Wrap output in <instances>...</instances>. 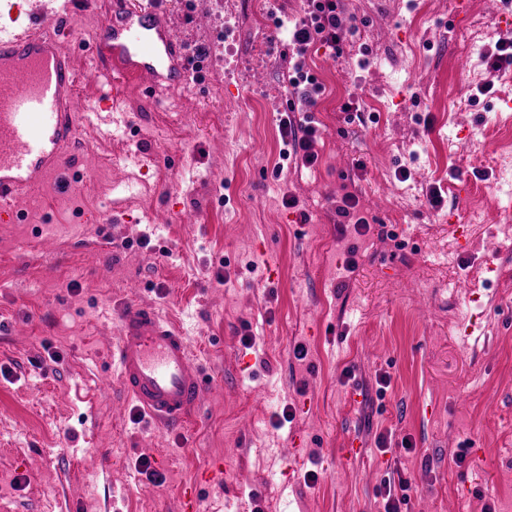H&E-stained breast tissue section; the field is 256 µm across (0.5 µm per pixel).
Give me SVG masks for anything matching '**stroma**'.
<instances>
[{
    "mask_svg": "<svg viewBox=\"0 0 512 512\" xmlns=\"http://www.w3.org/2000/svg\"><path fill=\"white\" fill-rule=\"evenodd\" d=\"M456 2L343 0L341 53L306 55L312 104L286 86L302 0H168L176 35L208 50L201 80L79 81L91 105L118 94L131 124L80 130L26 223H0V512H182L191 486L199 512H381L388 478L410 481L407 512H512V68L489 65L512 24L485 0L455 18ZM107 12L88 0L62 33L79 71ZM292 108L318 129L310 168L279 159ZM347 193L387 238L338 229ZM126 301L189 333L209 387L184 430L121 406Z\"/></svg>",
    "mask_w": 512,
    "mask_h": 512,
    "instance_id": "stroma-1",
    "label": "stroma"
}]
</instances>
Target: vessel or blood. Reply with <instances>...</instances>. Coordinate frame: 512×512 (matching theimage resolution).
Segmentation results:
<instances>
[{
  "instance_id": "1",
  "label": "vessel or blood",
  "mask_w": 512,
  "mask_h": 512,
  "mask_svg": "<svg viewBox=\"0 0 512 512\" xmlns=\"http://www.w3.org/2000/svg\"><path fill=\"white\" fill-rule=\"evenodd\" d=\"M167 0H113L95 50L104 61L85 79L109 71L145 78L147 88H178L188 79L184 43L165 18ZM17 0H0V223H20L25 196L55 177L78 137L88 109L76 91L75 63L51 23L72 14L69 0L44 17L13 13ZM112 368L126 399L158 428L181 429L201 405L207 382L191 355L185 331L153 305L122 304Z\"/></svg>"
}]
</instances>
